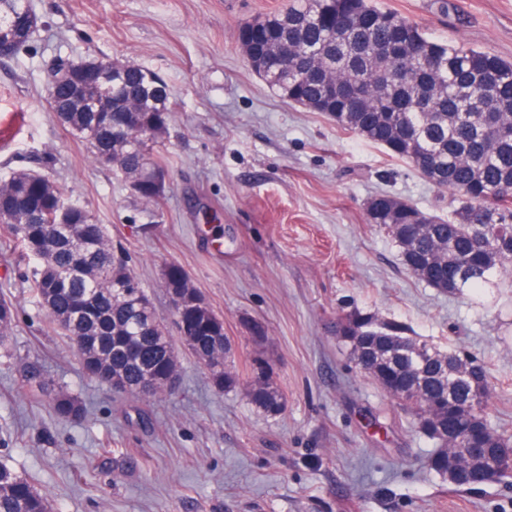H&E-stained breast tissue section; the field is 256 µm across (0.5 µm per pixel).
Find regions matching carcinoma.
<instances>
[{"mask_svg":"<svg viewBox=\"0 0 512 512\" xmlns=\"http://www.w3.org/2000/svg\"><path fill=\"white\" fill-rule=\"evenodd\" d=\"M24 0H0V33L18 54L32 33L9 29ZM238 43L249 66L284 100L321 112L336 125L409 163L428 181L451 192V215L442 218L385 194L372 197L371 224L400 248L405 268L429 286L449 280L456 294L512 288V62L465 44L435 41L418 25L372 0H288L278 13L242 23ZM117 72L112 88L96 83L97 70ZM357 85L360 108L330 98L337 84ZM112 111L93 112L89 100ZM50 112L85 141L93 159L131 177L161 170L151 147L162 142L172 109L162 79L114 58L65 63L50 75ZM0 225L17 239L30 265L28 283L49 327L66 337L85 372L110 387L142 394L151 376L155 396L178 374L177 357L152 299L127 261L116 253L106 225L67 199L45 174L16 172L0 181ZM162 287L180 303L182 342L205 367L217 390L243 384L250 403L268 415L284 409L270 363L253 360L240 380L229 364L224 319L209 307L187 274L169 266ZM13 304L0 297V345L15 322ZM336 337L368 376L385 371L383 391L417 417L433 442L428 466L448 470L456 440H437L448 426V404L469 401L489 384L486 367L468 357L446 373L445 355L408 333L396 320L354 311L336 320ZM24 395L37 399L50 384L31 372ZM51 391V390H49ZM56 417L82 420L86 408L63 388L51 391ZM479 417L487 444L511 448L512 434ZM0 512H52L48 497L0 462Z\"/></svg>","mask_w":512,"mask_h":512,"instance_id":"cac0c4a2","label":"carcinoma"}]
</instances>
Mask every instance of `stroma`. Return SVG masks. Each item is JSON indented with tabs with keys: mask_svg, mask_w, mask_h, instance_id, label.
Returning a JSON list of instances; mask_svg holds the SVG:
<instances>
[{
	"mask_svg": "<svg viewBox=\"0 0 512 512\" xmlns=\"http://www.w3.org/2000/svg\"><path fill=\"white\" fill-rule=\"evenodd\" d=\"M432 39L512 61V0H376ZM26 50L0 60V180L38 170L107 225L151 296L178 360L170 390L144 398L89 377L49 332L14 241L0 231V296L16 306L0 346V461L54 512H512V476L459 488L432 471V443L338 343L339 316L405 323L438 350L486 365L488 421L512 432V304L502 288L473 301L408 272L368 223L387 194L448 217L450 194L322 113L288 103L248 66L241 22L287 0H31ZM117 57L157 73L174 112L158 154L168 177L145 204L131 179L92 158L49 110L59 63ZM180 267L224 319L231 361L267 359L281 414L242 389L216 390L184 347L163 288ZM265 331L253 338L254 326ZM87 407L55 416L22 395L29 366Z\"/></svg>",
	"mask_w": 512,
	"mask_h": 512,
	"instance_id": "35a3bbf8",
	"label": "stroma"
}]
</instances>
